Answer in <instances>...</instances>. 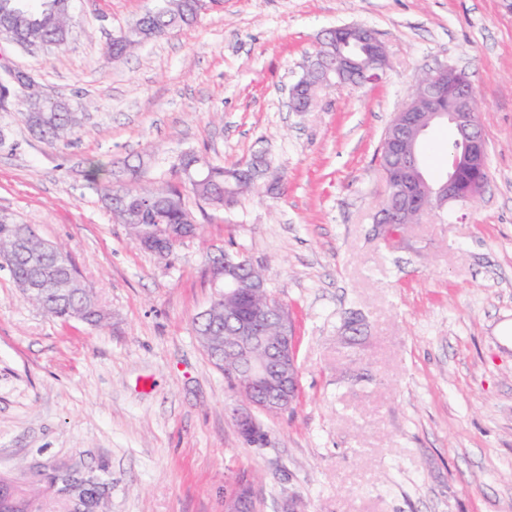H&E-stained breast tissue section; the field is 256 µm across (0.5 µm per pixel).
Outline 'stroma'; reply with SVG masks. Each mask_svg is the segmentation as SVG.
<instances>
[{
    "label": "stroma",
    "mask_w": 512,
    "mask_h": 512,
    "mask_svg": "<svg viewBox=\"0 0 512 512\" xmlns=\"http://www.w3.org/2000/svg\"><path fill=\"white\" fill-rule=\"evenodd\" d=\"M157 0H72L67 46L0 42L46 100L84 113L50 146L18 97L0 106V214L72 255L108 319L62 324L0 270V477L37 503L52 466L109 488L99 512H224L251 483L255 512H512V0H218L197 24L112 58L113 35ZM360 24L386 46L382 81L336 86L311 111L288 90L323 34ZM464 70L481 94L482 194L406 228L373 218L376 154L424 71ZM266 151L272 195L191 201L200 227L172 254L140 249L86 177L114 166L150 191L182 184L197 152L233 165ZM234 247L265 266L295 324L292 413L242 443L236 396L193 320L210 264ZM365 329L344 348V323Z\"/></svg>",
    "instance_id": "1"
}]
</instances>
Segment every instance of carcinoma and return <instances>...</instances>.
<instances>
[{"instance_id":"1","label":"carcinoma","mask_w":512,"mask_h":512,"mask_svg":"<svg viewBox=\"0 0 512 512\" xmlns=\"http://www.w3.org/2000/svg\"><path fill=\"white\" fill-rule=\"evenodd\" d=\"M70 0H0V26L11 38L40 44L52 42L65 45L70 36ZM201 16L198 0H162V5L152 13H145L130 26L112 37V56L121 57L134 49L154 41L170 31L190 27ZM323 90L322 69L315 68L305 75V86L300 98L316 97ZM37 94H31L25 103L23 116L30 130L42 141L53 145L80 127L83 113L72 104L54 112H32ZM197 153H183L175 165L176 171L189 179L190 192L197 201L216 207H229L250 193H270L277 188L279 179L270 182L251 180L239 165L224 167L205 161L206 169L198 173ZM102 196L109 201L110 209L120 223L126 225L134 239L141 235H154L159 229L187 233L197 229L195 215L185 201L181 190L175 186H162L151 192H143L126 183L121 174L111 173V179L101 183ZM9 257L7 271L15 287L31 303L47 316L64 322L77 320L88 325H98L105 319L94 292L80 279L70 253L64 248L40 239L26 224L5 215L0 216V256ZM71 281L63 289L46 288L38 297L27 293L31 283L43 276ZM265 275L261 266L256 272L232 273L229 280L235 282L238 294L224 304L217 300L210 310L200 312L194 320L195 331L211 362L224 371V378L237 391L243 381L244 368L236 354H229L225 347L235 342L233 327L224 323V307L243 309L264 302L275 312L288 313L285 305L273 291L263 298L249 288L254 275ZM107 482L100 476L74 475L70 467L58 468L49 476V489L63 506L64 512L75 507L84 512H94L99 507L100 491ZM0 512H40L15 486L0 479Z\"/></svg>"}]
</instances>
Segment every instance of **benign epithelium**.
Returning <instances> with one entry per match:
<instances>
[{
	"label": "benign epithelium",
	"mask_w": 512,
	"mask_h": 512,
	"mask_svg": "<svg viewBox=\"0 0 512 512\" xmlns=\"http://www.w3.org/2000/svg\"><path fill=\"white\" fill-rule=\"evenodd\" d=\"M346 29L357 33L353 39L336 45L333 65L324 74V81L333 83L336 75L349 73L355 78L354 88L360 89L382 79L388 67L383 43L374 35H362L364 26L348 24ZM455 67L441 64L430 70V81L418 89L421 109L409 107L398 113L397 129L422 126L423 118L446 121L455 130L454 150L449 159L448 175L436 185H430L422 176L408 179L410 169L400 166L389 173L405 190V209H418L429 217L432 204L445 207L450 203L469 202L484 187V174L488 157L487 142L474 123L473 88L466 78L453 76ZM381 149L390 155L410 152L406 141L399 137L383 138ZM396 219L395 212L379 209L376 224L387 243H398L402 235H392L389 226ZM270 319L266 308L247 310L227 309L224 320L231 323L236 333L235 349L244 358L243 366L247 386L238 392L240 403L231 407L237 431L244 440L265 443L266 435L253 410L267 415H278L292 407L300 393V374L296 372L298 360L295 328L289 320L281 322L278 336L266 339L255 335L259 321ZM268 343L267 353L261 359L251 355L252 346L260 341ZM253 491L249 484H238L235 493L224 502L225 512H252Z\"/></svg>",
	"instance_id": "1"
}]
</instances>
